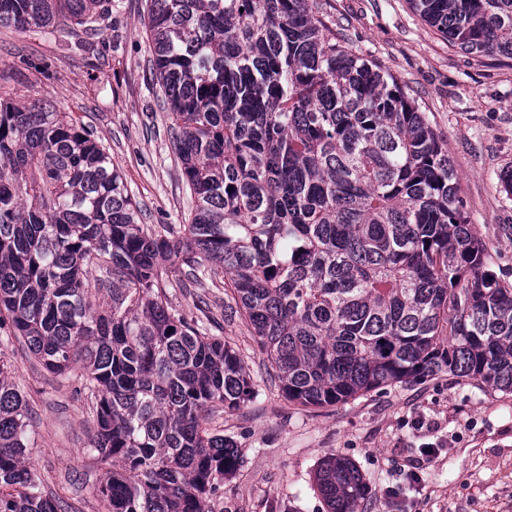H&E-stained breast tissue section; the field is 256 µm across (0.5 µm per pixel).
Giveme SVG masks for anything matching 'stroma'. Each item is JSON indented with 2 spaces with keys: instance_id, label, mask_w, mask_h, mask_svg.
<instances>
[{
  "instance_id": "stroma-1",
  "label": "stroma",
  "mask_w": 512,
  "mask_h": 512,
  "mask_svg": "<svg viewBox=\"0 0 512 512\" xmlns=\"http://www.w3.org/2000/svg\"><path fill=\"white\" fill-rule=\"evenodd\" d=\"M347 47L395 76L448 143L461 198L493 268L512 283V59L469 54L448 43L409 0H325ZM145 0H119L98 50L0 29V78L19 93L92 127L155 231L184 223L192 199L181 178L169 121L150 65ZM211 336L246 362L256 396L209 414L212 429L242 450V463L210 501L212 512H328L314 471L328 455L350 458L367 487L361 512H396L384 494L418 468L410 512H512V393L447 373L379 389L320 409L281 395L230 289H209ZM29 405L31 464L61 512H106L105 468L92 452L95 422L78 371L48 373L18 341L0 346ZM444 440L438 457L425 444Z\"/></svg>"
}]
</instances>
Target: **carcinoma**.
Wrapping results in <instances>:
<instances>
[{
    "label": "carcinoma",
    "instance_id": "cac0c4a2",
    "mask_svg": "<svg viewBox=\"0 0 512 512\" xmlns=\"http://www.w3.org/2000/svg\"><path fill=\"white\" fill-rule=\"evenodd\" d=\"M471 54L512 59V0H410ZM112 0H0V28L84 49ZM188 223L160 235L93 131L0 83V339L80 367L109 512H210L241 449L207 428L252 399L242 357L172 309L167 263L227 279L290 403L324 408L448 373L512 393V284L473 232L448 148L320 0H146ZM99 275L92 276V268ZM112 290L102 309L93 292ZM0 358V512H58ZM330 512L366 485L332 455Z\"/></svg>",
    "mask_w": 512,
    "mask_h": 512
}]
</instances>
